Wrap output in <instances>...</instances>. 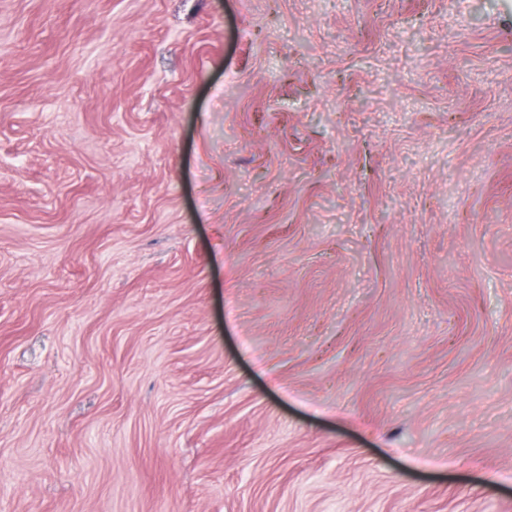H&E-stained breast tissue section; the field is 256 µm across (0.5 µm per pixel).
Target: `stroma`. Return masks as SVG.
I'll list each match as a JSON object with an SVG mask.
<instances>
[{"label":"stroma","mask_w":512,"mask_h":512,"mask_svg":"<svg viewBox=\"0 0 512 512\" xmlns=\"http://www.w3.org/2000/svg\"><path fill=\"white\" fill-rule=\"evenodd\" d=\"M0 512H512V0H0Z\"/></svg>","instance_id":"obj_1"}]
</instances>
